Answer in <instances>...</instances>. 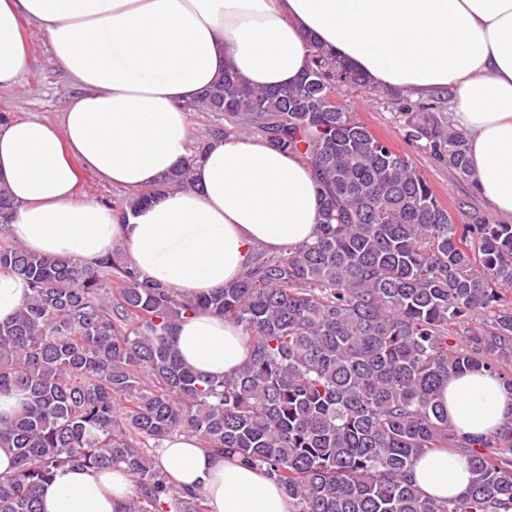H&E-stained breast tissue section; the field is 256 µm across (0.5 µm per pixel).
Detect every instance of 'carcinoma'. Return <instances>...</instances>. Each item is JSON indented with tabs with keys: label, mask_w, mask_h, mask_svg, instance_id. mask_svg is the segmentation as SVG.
<instances>
[{
	"label": "carcinoma",
	"mask_w": 512,
	"mask_h": 512,
	"mask_svg": "<svg viewBox=\"0 0 512 512\" xmlns=\"http://www.w3.org/2000/svg\"><path fill=\"white\" fill-rule=\"evenodd\" d=\"M365 78L315 49L291 85L254 88L227 70L196 106L296 155L320 193L315 240L251 249L240 277L187 298L139 281L107 256L94 265L0 245V270L31 286L0 322V512H39L58 469H118L124 512H206L168 481L149 448L175 434L264 468L292 512H512V421L477 441L456 435L443 385L495 370L512 352V224H457L411 159L337 101ZM434 103L405 113V137L472 178L466 136ZM206 312L252 344L236 373L204 380L179 358L177 321ZM486 313L490 330L449 343ZM465 455L472 480L439 501L409 478L417 457Z\"/></svg>",
	"instance_id": "cac0c4a2"
}]
</instances>
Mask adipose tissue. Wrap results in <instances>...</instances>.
Here are the masks:
<instances>
[{"label":"adipose tissue","instance_id":"ef3b65f1","mask_svg":"<svg viewBox=\"0 0 512 512\" xmlns=\"http://www.w3.org/2000/svg\"><path fill=\"white\" fill-rule=\"evenodd\" d=\"M25 19L81 88L61 126L0 123V186L14 205L6 234L32 252L92 265L120 245L140 281L208 295L238 277L253 245L312 242L319 199L303 161L244 136L209 139L194 153L187 115L224 70L277 87L300 76L317 48L378 87L452 90L474 185L512 219V0H0V88L27 65ZM185 164L192 186L132 212L76 194L83 168L138 192ZM171 341L204 379L234 373L250 356L240 327L204 312L181 319ZM441 402L473 441L512 417V389L486 370L453 378ZM158 461L211 512H291L264 470L195 437L164 441ZM411 477L445 500L465 492L472 474L466 456L436 450ZM129 494L121 471L69 466L43 487L40 512H121Z\"/></svg>","mask_w":512,"mask_h":512}]
</instances>
